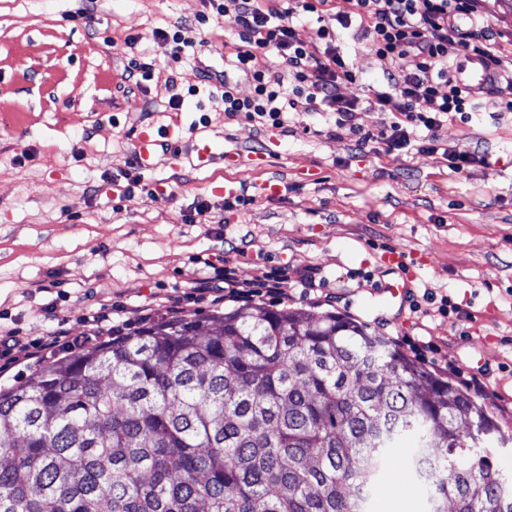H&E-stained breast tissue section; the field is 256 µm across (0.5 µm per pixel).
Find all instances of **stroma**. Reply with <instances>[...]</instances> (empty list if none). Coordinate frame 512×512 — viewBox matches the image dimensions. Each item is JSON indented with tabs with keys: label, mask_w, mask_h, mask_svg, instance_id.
I'll use <instances>...</instances> for the list:
<instances>
[{
	"label": "stroma",
	"mask_w": 512,
	"mask_h": 512,
	"mask_svg": "<svg viewBox=\"0 0 512 512\" xmlns=\"http://www.w3.org/2000/svg\"><path fill=\"white\" fill-rule=\"evenodd\" d=\"M0 0V323L21 343L0 346V386L13 384L53 355L50 327L69 336L109 339L114 328L160 316L233 308L193 289L208 264L226 268L257 305L335 312L390 337L427 370L464 385L483 376L478 402L512 437V113L497 88L480 90L474 112L442 131L450 147H476L487 163L454 173L439 153L377 155L335 134V116L297 99L287 128L245 117L225 119L203 92V71L229 67L225 42L238 38L234 13L212 20L205 0ZM181 28L190 46L172 58L158 38ZM336 44L360 80L338 93L357 101L352 123L373 134L392 116L368 110L382 68L351 31ZM148 62L142 85L131 61ZM181 92L183 105L168 99ZM144 126H168L150 167L127 175ZM209 147L215 162L198 157ZM265 155L254 169L226 154ZM248 188L249 204L225 210L224 182ZM266 181L274 195L261 194ZM205 205L207 224L184 214ZM395 250L404 265L380 263ZM319 272L308 289L306 268ZM280 279L282 293L260 288L257 273ZM408 281L411 300L389 285ZM451 297L464 316L413 312L424 290ZM395 449L373 493L372 512H426L406 483Z\"/></svg>",
	"instance_id": "obj_1"
}]
</instances>
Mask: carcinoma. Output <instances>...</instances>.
Returning <instances> with one entry per match:
<instances>
[{
    "mask_svg": "<svg viewBox=\"0 0 512 512\" xmlns=\"http://www.w3.org/2000/svg\"><path fill=\"white\" fill-rule=\"evenodd\" d=\"M400 441L429 512H512L488 411L368 327L161 318L0 388V512H369Z\"/></svg>",
    "mask_w": 512,
    "mask_h": 512,
    "instance_id": "carcinoma-1",
    "label": "carcinoma"
}]
</instances>
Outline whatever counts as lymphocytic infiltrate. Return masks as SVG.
I'll list each match as a JSON object with an SVG mask.
<instances>
[{
  "label": "lymphocytic infiltrate",
  "instance_id": "obj_1",
  "mask_svg": "<svg viewBox=\"0 0 512 512\" xmlns=\"http://www.w3.org/2000/svg\"><path fill=\"white\" fill-rule=\"evenodd\" d=\"M349 10H334L332 0H293L283 7L280 0H207L211 16L234 10L239 41L229 54L233 70L252 85L251 96L238 97L229 78L209 83L208 98L223 105L224 115H245L261 125L276 129L288 125V109L297 97H305L321 110L335 113V126L351 129L355 101L338 94L340 83H357L358 76L336 46V28L353 29L370 53L383 66L384 80L374 87L369 108L391 113L388 131L377 138L359 137L358 148L370 141L387 151L413 147L420 151L444 152L451 171L480 161L478 149L443 151L440 131L450 114L473 109L471 89L455 80L448 62L447 45L458 40L472 51L491 74L492 83L504 84L512 92V67L506 66L502 44L483 38L485 18L478 10L480 0H348ZM315 17L318 27L313 43L298 40L293 20ZM471 18L476 28L459 31L455 17ZM413 56L416 68L397 73L389 64L400 56ZM423 128L427 136L414 143L412 129Z\"/></svg>",
  "mask_w": 512,
  "mask_h": 512
}]
</instances>
